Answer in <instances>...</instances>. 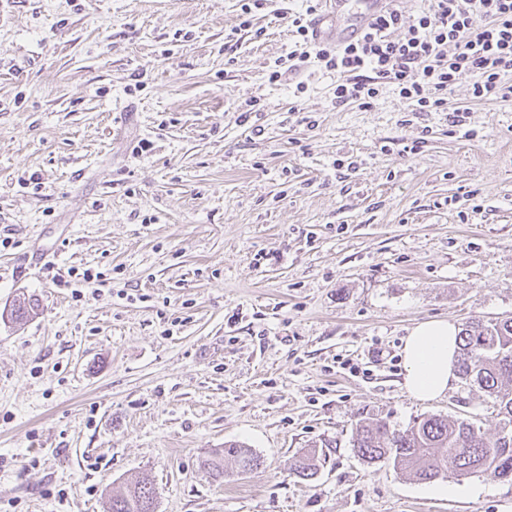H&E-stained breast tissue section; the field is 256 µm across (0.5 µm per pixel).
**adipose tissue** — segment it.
<instances>
[{
  "instance_id": "ef3b65f1",
  "label": "adipose tissue",
  "mask_w": 512,
  "mask_h": 512,
  "mask_svg": "<svg viewBox=\"0 0 512 512\" xmlns=\"http://www.w3.org/2000/svg\"><path fill=\"white\" fill-rule=\"evenodd\" d=\"M458 329L446 320L415 325L404 339L402 386L414 399L428 402L446 395L456 380Z\"/></svg>"
}]
</instances>
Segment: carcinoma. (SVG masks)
<instances>
[{
  "label": "carcinoma",
  "instance_id": "cac0c4a2",
  "mask_svg": "<svg viewBox=\"0 0 512 512\" xmlns=\"http://www.w3.org/2000/svg\"><path fill=\"white\" fill-rule=\"evenodd\" d=\"M457 372L477 385L498 405L500 430L493 436L465 419L430 415L404 430L383 420L356 425L352 448L362 461L390 462L420 481L441 475L457 477L476 470L491 471L512 481V316L466 322L460 331ZM231 457L243 472L261 466L248 446L231 442L201 460L216 478L224 477V459ZM318 452L298 457L293 473L309 480L317 473ZM110 512H154V489L147 478L112 492Z\"/></svg>",
  "mask_w": 512,
  "mask_h": 512
}]
</instances>
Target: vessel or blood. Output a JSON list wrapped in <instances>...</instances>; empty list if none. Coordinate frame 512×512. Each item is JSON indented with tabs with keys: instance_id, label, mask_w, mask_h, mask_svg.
<instances>
[{
	"instance_id": "1",
	"label": "vessel or blood",
	"mask_w": 512,
	"mask_h": 512,
	"mask_svg": "<svg viewBox=\"0 0 512 512\" xmlns=\"http://www.w3.org/2000/svg\"><path fill=\"white\" fill-rule=\"evenodd\" d=\"M322 11L309 21L314 43L336 45L356 39L382 14L386 0H322ZM352 11L353 22L345 29H337L336 16Z\"/></svg>"
}]
</instances>
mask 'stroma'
<instances>
[{
    "instance_id": "obj_1",
    "label": "stroma",
    "mask_w": 512,
    "mask_h": 512,
    "mask_svg": "<svg viewBox=\"0 0 512 512\" xmlns=\"http://www.w3.org/2000/svg\"><path fill=\"white\" fill-rule=\"evenodd\" d=\"M301 6L270 0L257 37L239 0H0V512H108L143 475L154 512H512L491 472L352 448L367 418L498 431L463 380L410 397L401 348L512 316V99L464 74L445 113L389 88L339 109L313 59L269 82ZM230 441L261 466L219 481L201 460Z\"/></svg>"
}]
</instances>
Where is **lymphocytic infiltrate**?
Returning a JSON list of instances; mask_svg holds the SVG:
<instances>
[{
  "label": "lymphocytic infiltrate",
  "instance_id": "lymphocytic-infiltrate-1",
  "mask_svg": "<svg viewBox=\"0 0 512 512\" xmlns=\"http://www.w3.org/2000/svg\"><path fill=\"white\" fill-rule=\"evenodd\" d=\"M314 11L310 5L294 16L296 40L288 60L297 67L314 58L335 74V107H372L389 87L413 111L448 110L460 126L467 113L449 110L448 95L463 74L474 78L475 101L512 98V0H428L409 22L391 7L358 40L343 46L312 42L307 16Z\"/></svg>",
  "mask_w": 512,
  "mask_h": 512
}]
</instances>
